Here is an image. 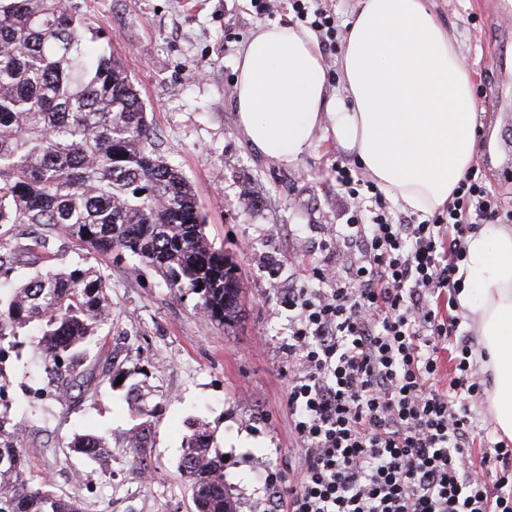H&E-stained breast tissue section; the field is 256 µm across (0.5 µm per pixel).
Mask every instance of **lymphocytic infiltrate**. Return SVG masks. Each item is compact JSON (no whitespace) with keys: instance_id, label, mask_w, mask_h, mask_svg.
I'll return each instance as SVG.
<instances>
[{"instance_id":"f902f5d3","label":"lymphocytic infiltrate","mask_w":512,"mask_h":512,"mask_svg":"<svg viewBox=\"0 0 512 512\" xmlns=\"http://www.w3.org/2000/svg\"><path fill=\"white\" fill-rule=\"evenodd\" d=\"M328 48L342 30L323 0H289ZM349 200L337 245L344 273L317 268L318 287L289 288L288 390L299 477L270 474L274 512H512V442L490 443L480 471L471 448L484 400L473 349L451 310L469 235L508 224L480 166L430 219L391 213L376 183L345 165Z\"/></svg>"}]
</instances>
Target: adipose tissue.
<instances>
[{
	"label": "adipose tissue",
	"instance_id": "obj_1",
	"mask_svg": "<svg viewBox=\"0 0 512 512\" xmlns=\"http://www.w3.org/2000/svg\"><path fill=\"white\" fill-rule=\"evenodd\" d=\"M338 64L342 97L329 90L314 35L286 22L259 26L236 60L250 142L292 164L326 130L404 209L446 207L477 160L476 99L432 0H360ZM463 269L458 303L475 314L495 421L512 439V226L471 234Z\"/></svg>",
	"mask_w": 512,
	"mask_h": 512
}]
</instances>
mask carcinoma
Segmentation results:
<instances>
[{"label": "carcinoma", "mask_w": 512, "mask_h": 512, "mask_svg": "<svg viewBox=\"0 0 512 512\" xmlns=\"http://www.w3.org/2000/svg\"><path fill=\"white\" fill-rule=\"evenodd\" d=\"M78 5L0 0V225L41 229L29 253L42 267L0 291L3 344L29 337L46 394L57 403L141 373L138 364L98 374L86 367L101 330L112 325L110 278L94 266L53 263V238L113 259L131 258L196 307L229 324L238 312L235 264L214 248L195 190L159 151L146 108L120 61L95 45ZM0 412V512H83L27 469ZM105 435L74 436L66 455L95 457ZM179 468L194 512H237L224 482V455L196 423Z\"/></svg>", "instance_id": "1"}]
</instances>
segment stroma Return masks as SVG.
I'll return each instance as SVG.
<instances>
[{
  "label": "stroma",
  "mask_w": 512,
  "mask_h": 512,
  "mask_svg": "<svg viewBox=\"0 0 512 512\" xmlns=\"http://www.w3.org/2000/svg\"><path fill=\"white\" fill-rule=\"evenodd\" d=\"M103 32L100 48L124 63L159 149L193 185L215 248L237 268L241 301L231 327L212 321L193 296L166 288L158 274L91 253L88 265L112 282V330L99 367L139 359L153 410L150 442L134 454L123 439L139 424L135 400L102 387L72 393L52 417L31 418L14 430L35 475L55 495L81 501L84 512H193L179 463L189 422L207 423L226 457L228 491L239 512H267L269 470L294 478L301 458L286 406L288 312L281 299L297 279L310 287L314 267L343 268L330 226L346 221L336 191V163L359 169L333 136L317 133L309 151L286 165L250 144L235 103V63L258 26L294 21L288 0L257 12L253 0H76ZM472 75L474 124L512 140V111H486L497 86L496 59L512 45V0H434ZM35 228L0 226V242L20 258L12 274H34L27 246ZM109 432L105 460L64 457L62 444L87 429Z\"/></svg>",
  "instance_id": "1"
}]
</instances>
